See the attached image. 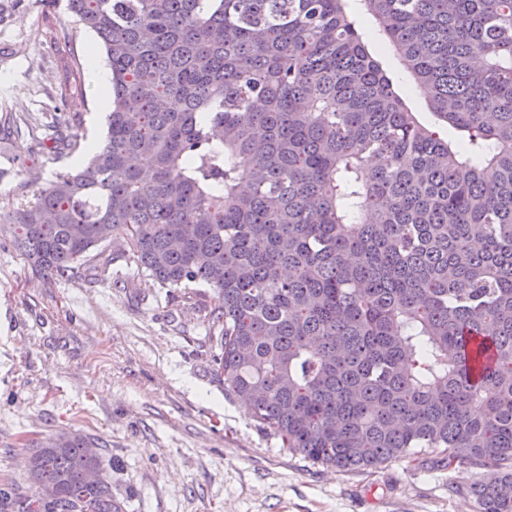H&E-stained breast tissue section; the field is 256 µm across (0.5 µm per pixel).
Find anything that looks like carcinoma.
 Wrapping results in <instances>:
<instances>
[{
	"mask_svg": "<svg viewBox=\"0 0 512 512\" xmlns=\"http://www.w3.org/2000/svg\"><path fill=\"white\" fill-rule=\"evenodd\" d=\"M360 2L481 161L405 109L344 0H67L106 54L105 141L22 185L16 242L95 280L122 237L161 287L212 289L224 391L283 448L339 471L430 450L512 512V0ZM93 447L32 449L56 496L31 511L5 479L0 512H123L82 483Z\"/></svg>",
	"mask_w": 512,
	"mask_h": 512,
	"instance_id": "carcinoma-1",
	"label": "carcinoma"
}]
</instances>
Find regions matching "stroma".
Here are the masks:
<instances>
[{"instance_id":"1","label":"stroma","mask_w":512,"mask_h":512,"mask_svg":"<svg viewBox=\"0 0 512 512\" xmlns=\"http://www.w3.org/2000/svg\"><path fill=\"white\" fill-rule=\"evenodd\" d=\"M346 10L408 110L445 139L388 41ZM93 34L66 0H0V480H23L30 448L62 431L97 440L126 512H475L482 472L433 453L340 471L283 448L224 391L210 300L149 279L122 239L96 248L93 283L34 269L15 242L22 183L82 166L106 114L88 74ZM82 143L58 157L51 134Z\"/></svg>"}]
</instances>
